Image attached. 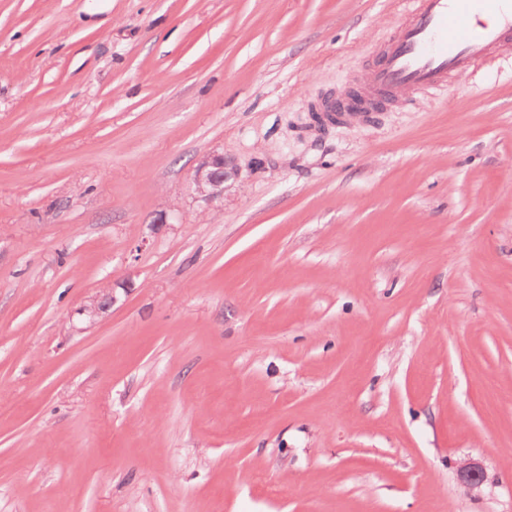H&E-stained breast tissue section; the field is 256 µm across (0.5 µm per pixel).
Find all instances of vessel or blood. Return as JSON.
<instances>
[{
    "label": "vessel or blood",
    "instance_id": "b4317fda",
    "mask_svg": "<svg viewBox=\"0 0 512 512\" xmlns=\"http://www.w3.org/2000/svg\"><path fill=\"white\" fill-rule=\"evenodd\" d=\"M412 19L365 79L377 101L410 89L438 90L470 73L492 50L512 48V0H411ZM491 20L472 26L479 14Z\"/></svg>",
    "mask_w": 512,
    "mask_h": 512
}]
</instances>
